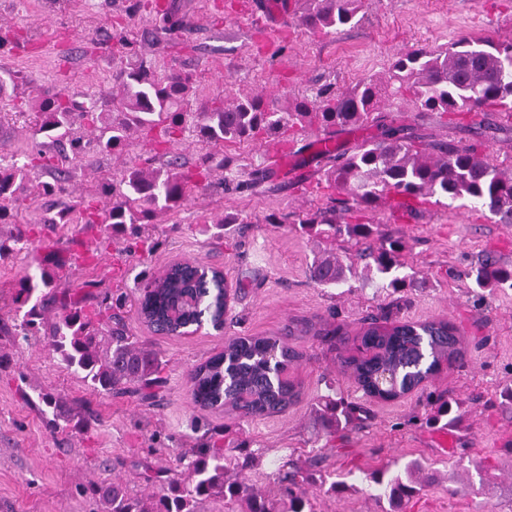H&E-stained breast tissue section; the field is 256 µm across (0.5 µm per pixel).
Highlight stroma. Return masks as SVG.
Wrapping results in <instances>:
<instances>
[{"instance_id": "stroma-1", "label": "stroma", "mask_w": 512, "mask_h": 512, "mask_svg": "<svg viewBox=\"0 0 512 512\" xmlns=\"http://www.w3.org/2000/svg\"><path fill=\"white\" fill-rule=\"evenodd\" d=\"M241 0H0V70L17 77L6 94L27 104L34 90L62 91L108 101L115 76L138 62L190 71L195 91L190 112L215 97L230 100L259 94L275 106L340 92L385 74L402 53L447 47L465 37L512 41V0H360L357 21L333 34L302 26L309 0H257L260 14L239 12ZM403 128L424 143L458 147L484 142L491 160L512 172V121L487 112L455 124L424 112L410 95L383 100L360 126L323 130L309 126L288 138L299 177L271 160L269 140L228 143L233 169L215 172L216 184L198 192L180 211L162 217L158 247L145 254L121 243L109 257L96 254L97 231L69 224L44 231L31 250L0 261V512H99L90 484L121 480L134 496L152 493L144 466L178 469V456L196 446L205 429L223 431L224 452L238 445L251 452L239 471L262 493H276L283 458L312 461L317 474L337 472L348 484L335 494L327 485H307L317 512H384L366 480L368 471L390 461H419L430 477L406 512H512V403L501 385L512 381V289L476 295L463 276L471 264L492 259L512 269V224L489 212L424 202L416 219L395 216L389 202L366 215L378 234L403 245L399 260L403 291L370 280L361 248L348 235L301 229L299 217L332 207L322 191L327 158L314 156L319 137L335 138L339 151ZM140 146L122 159H87L74 170L73 195L97 191L102 174L138 162ZM268 178L251 185L249 173ZM230 219L224 240L206 229L219 216ZM354 277L335 288L313 282L308 268L332 244ZM62 265L59 291L78 294L95 309L106 289L134 292L143 275L196 261L223 270L239 292L223 329L203 325L185 336H162L142 322L134 303L123 309L128 329L166 360L158 397L138 393L106 396L89 389L35 338L11 333L18 279L39 274L47 257ZM447 319L455 323L464 361L444 368L425 388L395 401L365 400L343 360L356 356L364 321ZM304 321L332 324L336 336H286ZM232 336H283L298 352L285 377L297 384L299 401L281 413L245 418L232 410H202L188 395V375L224 349ZM335 385L338 395L366 404L367 427L327 436L314 411L317 396ZM48 393L72 410L75 420L52 427L33 400ZM446 394L459 401V418L446 429L426 424V397ZM89 419L91 433L76 423Z\"/></svg>"}]
</instances>
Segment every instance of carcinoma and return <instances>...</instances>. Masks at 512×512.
Listing matches in <instances>:
<instances>
[{"label":"carcinoma","mask_w":512,"mask_h":512,"mask_svg":"<svg viewBox=\"0 0 512 512\" xmlns=\"http://www.w3.org/2000/svg\"><path fill=\"white\" fill-rule=\"evenodd\" d=\"M359 0H314L301 17L302 25L331 33L353 22ZM116 80L120 93L98 111L93 99L79 101L65 92L31 101V111L0 112V121L21 120L33 135L46 134L29 150L21 147L14 158L0 163V224L18 223L19 209L30 198L56 199L57 211L25 222L7 242L0 238V259L10 258L34 244L32 235L40 224H80L100 228L97 251L109 252L113 243L132 237L146 252L158 245L152 229L160 218L180 210L192 193L212 186L214 170H229L234 159L224 155V143L279 138L307 126L325 128L366 123L381 99L392 88L408 91L416 107L441 115L501 112L512 119V42L494 43L481 37L463 38L445 49L409 51L397 57L386 76L371 77L350 90H329L315 98L295 99L277 108L259 96L221 98L201 112H186L183 103L194 92L192 76L179 70L157 73L138 64L121 71ZM192 140L207 150L195 166L182 163L177 146ZM139 140L146 147L144 163L126 166L100 181V197L74 196L65 180L32 183L36 168L52 174L79 166L93 155H116ZM326 188L348 195L349 211L356 222L345 231L368 243L376 276L388 279L386 287L405 286L390 277L402 244L375 235L373 225L362 222L366 212L386 199H399L403 214L417 216L413 201L432 197L450 202L467 201L488 211L500 224H512V174L490 162L483 144L459 148L452 144H423L397 129L367 141L339 162L325 176ZM302 227L324 224L336 232V214L323 212L299 220ZM353 273L334 253L318 256L310 266L313 281L336 286ZM474 287L490 292L512 288V270L478 262L465 272ZM58 265L41 269L40 277H20L14 303L27 307L17 328L24 336H41L68 369L82 375L95 393L119 396L131 388L156 397L163 384L165 362L160 353L130 334L120 314L94 320L82 299L58 293ZM224 274L192 262H177L158 276L142 278L138 298L143 322L158 333L181 336L208 321L224 325ZM370 357L348 362L352 376L364 394L393 399L417 390L436 375L443 364L460 355L455 327L443 319L423 322L398 321L391 327H368L361 338ZM295 353L273 336H233L224 351L197 366L188 377L193 403L201 408L231 407L245 417L280 413L300 396L296 387L275 377L273 370L286 367ZM39 399L52 409L49 424L68 419L69 411L48 393ZM321 419L327 434L357 426L367 419L366 409L330 396L323 397ZM426 423L443 428L455 424L452 401L443 395L429 397ZM224 449L201 444L188 457L187 476L174 478L155 469L145 481L159 491L138 498L117 481L92 485L89 493L98 500L100 512H202L201 505L218 501L220 512H315L303 484L308 474L299 462L284 463L278 476L279 498L272 499L228 474ZM394 461L369 473L378 500H386L389 512H404L424 487L422 465Z\"/></svg>","instance_id":"1"}]
</instances>
